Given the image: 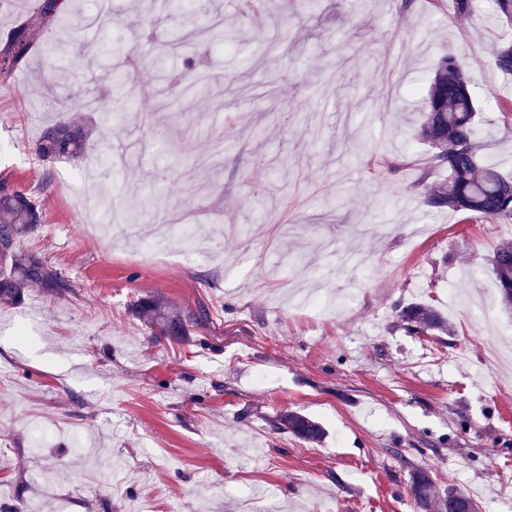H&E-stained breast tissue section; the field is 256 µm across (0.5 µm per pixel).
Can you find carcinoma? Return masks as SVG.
Segmentation results:
<instances>
[{"label": "carcinoma", "instance_id": "cac0c4a2", "mask_svg": "<svg viewBox=\"0 0 512 512\" xmlns=\"http://www.w3.org/2000/svg\"><path fill=\"white\" fill-rule=\"evenodd\" d=\"M69 0H42L33 18L16 26L0 44V72L20 66L32 49L33 27L53 22ZM497 67L512 74V42L503 43L495 53ZM471 80L451 53L439 57L426 98L420 107L422 121L417 136L433 149L434 168L447 173L434 185L427 204L470 216L499 219L512 216V178L494 164L482 162L476 141L477 103L470 91ZM90 128L80 118L47 127L36 143L44 161L77 158L85 150ZM39 205L6 179H0V304L21 301L27 288L38 286L64 295L71 285L60 271L36 255L20 248L21 238L41 223ZM492 271L505 305L512 304V241H504L491 259ZM136 315L149 320L163 336L179 337L186 332V316L172 313L153 299L135 303ZM411 333L448 332L444 318L431 306L415 302L400 311ZM280 424L305 442L316 443L324 428L309 417L284 411ZM412 495L419 512H478L475 500L463 489L450 485L441 489L430 473L419 469L412 474Z\"/></svg>", "mask_w": 512, "mask_h": 512}]
</instances>
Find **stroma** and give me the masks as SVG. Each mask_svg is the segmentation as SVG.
I'll list each match as a JSON object with an SVG mask.
<instances>
[{"instance_id":"obj_1","label":"stroma","mask_w":512,"mask_h":512,"mask_svg":"<svg viewBox=\"0 0 512 512\" xmlns=\"http://www.w3.org/2000/svg\"><path fill=\"white\" fill-rule=\"evenodd\" d=\"M212 5L235 39L185 44L187 12L147 15L75 0L41 28L27 63L0 75V178L32 194L43 221L21 241L67 277L69 293L26 289L0 305V503L22 512H415L411 475L430 471L482 512H512V337L490 259L512 218L436 210L430 147L416 129L435 61L473 78L480 156L512 175V75L494 52L512 26L454 0H318L282 16ZM113 62L123 105L112 143L76 162L41 161L51 123L80 114ZM112 187L138 224L171 214L196 227L159 250L97 226ZM319 290L323 314L292 309L285 283ZM152 296L206 312L183 342L133 313ZM424 302L447 333L410 334L400 306ZM485 304L491 331L472 313ZM297 411L326 434L279 429ZM48 481H41V474Z\"/></svg>"}]
</instances>
